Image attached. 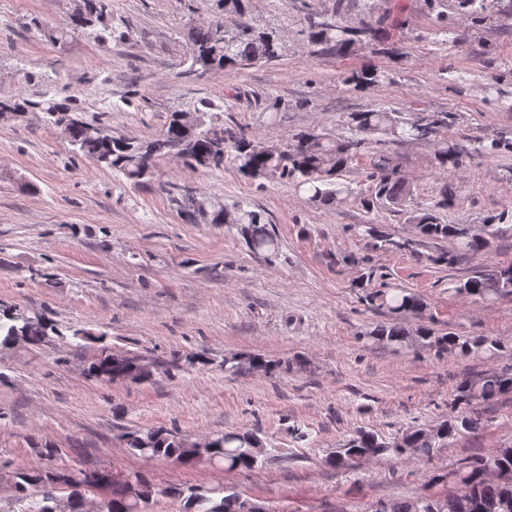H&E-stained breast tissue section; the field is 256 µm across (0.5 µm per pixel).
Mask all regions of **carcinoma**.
<instances>
[{
  "instance_id": "1",
  "label": "carcinoma",
  "mask_w": 512,
  "mask_h": 512,
  "mask_svg": "<svg viewBox=\"0 0 512 512\" xmlns=\"http://www.w3.org/2000/svg\"><path fill=\"white\" fill-rule=\"evenodd\" d=\"M69 23L59 29H48L33 21L34 29L51 42L65 44L76 36L105 44L118 26L112 15V0H74ZM215 15L201 25L188 28L189 43L186 61L189 72L213 74L242 69L263 62H272L283 54L281 38L273 30L261 29L247 22L232 27L224 24V15H244L250 0H211ZM347 0H334L330 16L307 21L308 41L320 52L346 54L358 38L377 40L385 30V18L363 17L358 25L344 24L340 16L347 11ZM458 7L478 23L485 19L484 0H458ZM386 79L384 72L364 67L351 73L347 82L363 89ZM1 112L40 113L69 144L99 169L123 177L133 186L145 183L157 159L177 158L185 167L211 170L230 160L237 171L250 179H279L292 184L313 202H331L351 193L349 186L335 181L365 149L367 136L381 133L397 142L430 141L439 169L457 170L470 156L495 158L512 153V139H453L448 127L453 122L449 112L416 113L404 118L396 111L382 109L352 112L348 116L349 134L335 137L323 131H302L291 136L288 144L267 139H249L242 132L224 125L223 115L208 100L190 101L171 111L165 129L154 138L141 139L112 132V128L86 119L69 99L58 100L44 92L38 97L18 95L0 99ZM224 141V152L215 151L218 140ZM374 198L376 203L392 208H410L409 221L421 237L432 240L451 239L456 250L433 258L436 264L452 265L463 256L487 251L501 236L512 235V225L504 224L505 214L489 220L477 229L440 221L439 211L452 202L448 186L427 208H412L411 185L397 173L394 158L382 149L373 152ZM183 219L189 224H233L249 250L269 257L279 250V240L268 213L255 206L234 203L230 206L218 199L195 197L188 193L173 198ZM364 235L380 246L402 250L408 243L400 242L382 230L379 224H366ZM455 292L466 298L490 300L512 294V263L473 271L460 280ZM365 300L373 308L390 315V321L376 324L366 337L394 351L420 344L434 350L435 355L453 353L461 357L482 358L504 351L501 342L491 336H459L439 334L421 326L412 331L406 321L426 316L428 304L418 293L404 288L365 289ZM58 325L42 314L30 315L12 305L0 304V346L15 343L42 345L61 338ZM105 334H92L90 339L102 344L100 354L86 368L87 375L100 381L119 379L148 380L151 372L142 371L145 362L138 356L112 358L104 345ZM280 364L258 355L247 358L237 354L224 356V372L237 375L244 371L272 372ZM512 392V372L487 370L476 376L461 378L452 404L458 410L456 421H445L430 431L427 427L409 428L388 440L366 429L354 431L343 440L334 455L332 467L351 460L372 456L416 457L448 444L460 431L479 427L481 418L475 407L489 405ZM130 454L146 460H172L184 465L199 463L196 449L188 447L179 433L163 428L138 429L124 439ZM264 441L257 429L224 431L211 436L206 462L222 464L227 470L251 471L266 465L269 453H259ZM512 480V454L500 450L485 456L467 458L459 467L458 487L450 494L399 497L383 501L387 512H487L486 505L512 495L503 477ZM14 500L21 512H53L56 507V486L66 485L70 512H85L88 472H56L48 465L19 467L12 472ZM112 494L99 502L98 512H138L139 504H149L162 494L182 503L185 512H242L243 497L233 487L169 486L158 489L139 475L111 478Z\"/></svg>"
}]
</instances>
